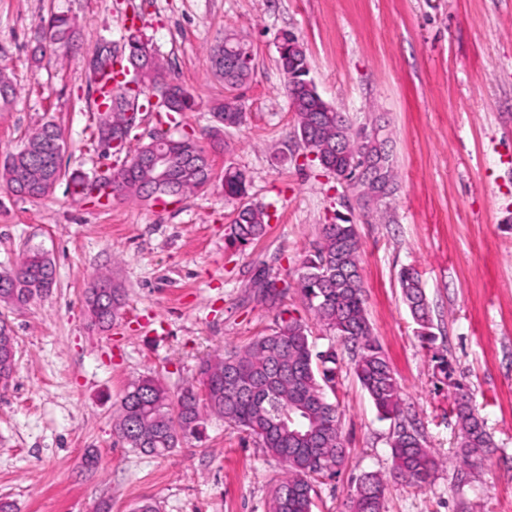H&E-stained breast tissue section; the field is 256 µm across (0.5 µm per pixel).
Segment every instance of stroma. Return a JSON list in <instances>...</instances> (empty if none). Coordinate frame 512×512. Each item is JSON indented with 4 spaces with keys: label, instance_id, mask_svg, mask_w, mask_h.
Instances as JSON below:
<instances>
[{
    "label": "stroma",
    "instance_id": "obj_1",
    "mask_svg": "<svg viewBox=\"0 0 512 512\" xmlns=\"http://www.w3.org/2000/svg\"><path fill=\"white\" fill-rule=\"evenodd\" d=\"M52 13L75 17L77 47H54L37 65V24ZM134 23L196 100L174 123L144 113L138 139L193 134L217 178L164 206L76 202L62 185L33 201L0 181V273L29 246L55 266L47 295L0 302L18 338L11 384L0 389V498L15 512H134L144 500L157 512H270L283 466L256 438L210 416L201 438L148 455L119 438L120 400L150 376L180 394L203 360L269 333L285 311L325 349L334 337L296 282L321 225L348 218L372 332L426 447L444 461L425 490L389 483L383 512H512V0H0V64L19 88L0 110V162L52 119L64 167L94 174L113 165L90 141L97 94L84 57L105 41L122 48ZM284 29L303 41L325 102L354 125L385 127L398 171L386 219L364 222L335 176L304 159L276 63ZM227 32L251 42L255 69L239 90L246 119L218 144L212 109L226 90L207 55ZM282 152L288 162L276 161ZM230 164L267 213L265 235L242 249L224 241L235 204L220 176ZM407 266L426 292L429 348L397 282ZM100 274L123 294L107 329L92 324L85 303ZM262 276L289 283L280 304L257 296ZM437 353L451 374L439 371ZM460 387L493 442L478 466L461 461L451 411ZM336 396L348 454L338 475L318 481L313 512H345L360 476L392 467L393 424L379 419L350 360ZM88 452L99 456L92 471L82 466Z\"/></svg>",
    "mask_w": 512,
    "mask_h": 512
}]
</instances>
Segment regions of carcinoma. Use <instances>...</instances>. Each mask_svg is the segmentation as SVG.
<instances>
[{
	"label": "carcinoma",
	"mask_w": 512,
	"mask_h": 512,
	"mask_svg": "<svg viewBox=\"0 0 512 512\" xmlns=\"http://www.w3.org/2000/svg\"><path fill=\"white\" fill-rule=\"evenodd\" d=\"M73 19L55 13L39 21L33 59L40 61L47 49L72 39ZM285 51L278 52L277 65L286 78L285 91L294 116L295 136L306 149L320 155L319 162L343 178L346 187L361 174L365 145L353 138L336 144V131L351 129L346 113L325 111L323 101L310 93L304 83L309 60L303 42L291 30L278 36ZM128 53L135 62L133 76L109 92L102 72L96 82L99 96L119 100L109 118L96 123L95 137L119 139L129 143L133 128L139 124L143 108L140 97L145 90L167 98L168 105L149 103L154 111L180 113L193 110L191 94L166 74L155 50L143 37L131 35ZM251 44L243 37L226 36L213 45L208 54L209 71L235 91L250 79L254 65ZM18 95L7 68L0 65V104H10ZM216 126L213 137L224 129L241 125L246 112L240 96L231 95L213 108ZM64 144L59 126L51 121L40 125L22 147L0 165V180L21 198L41 200L61 182L74 198L84 199L86 173L62 167L60 145ZM168 157L171 180L157 185L150 168V154ZM125 154L121 165L112 168V196L126 200L148 201L157 191H173L187 196L207 188L213 180V168L205 149L190 134L178 138L164 133L150 140L134 154L126 148L113 150ZM247 180L237 167L224 168V196L240 201L234 218L224 230L230 247H245L260 239L266 231L265 211L244 201ZM360 239L356 225L324 224L313 243V252L302 261L298 288L317 322L337 336L351 354L354 372L367 392L380 418L396 421L390 440L392 470L389 475L367 473L356 483L350 512H382L389 482H399L417 490L432 481L442 461L423 445L415 423L407 419L402 388L377 339L373 336L365 309V289L360 273ZM16 270L29 279L30 288H12L11 274H0V300L24 304L33 291H49L54 283L51 260L38 249H28ZM404 302L418 325V336L431 342L432 321L419 273L404 267L398 276ZM263 301L275 303L285 291L276 281L256 284ZM86 305L92 323L106 328L118 315L121 294L112 288V297H95L87 292ZM311 331L301 319L281 318L272 331L255 337L248 345L217 355L202 363L198 387H187L177 400L158 380L146 377L133 383L120 400L115 425L119 436L131 448L146 454L165 455L179 447L182 438L199 432L202 415L210 413L224 423L257 438L263 448L280 459L285 472L274 488L270 512H313L317 496L315 483L323 475L339 472L347 448L341 431L338 404L328 394H336L341 357L335 346L317 351L310 340ZM16 336L0 325V375H12ZM453 412L460 427V448L472 462L480 460L492 442L483 428L473 400L456 394Z\"/></svg>",
	"instance_id": "carcinoma-1"
}]
</instances>
